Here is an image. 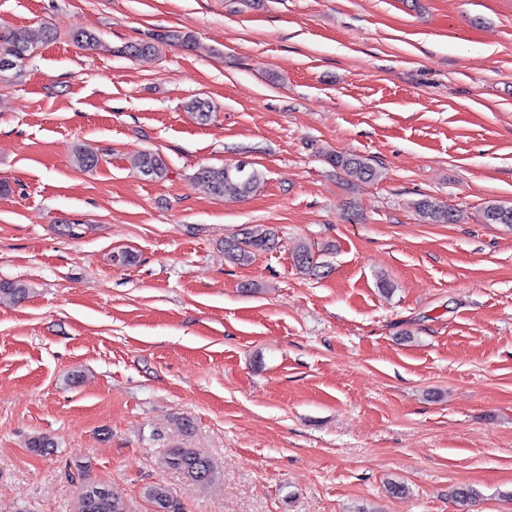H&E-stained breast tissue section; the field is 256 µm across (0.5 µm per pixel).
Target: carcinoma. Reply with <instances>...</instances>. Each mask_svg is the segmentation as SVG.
<instances>
[{
  "label": "carcinoma",
  "mask_w": 512,
  "mask_h": 512,
  "mask_svg": "<svg viewBox=\"0 0 512 512\" xmlns=\"http://www.w3.org/2000/svg\"><path fill=\"white\" fill-rule=\"evenodd\" d=\"M70 38L87 50L96 49L100 43L97 36L81 30L73 31ZM55 39H57V32L47 26L0 31V60L3 58L26 60L38 45ZM173 42L188 47L194 44V37L190 33L172 31L159 34L148 41L130 44L124 47L123 53L131 57L153 54L161 45ZM186 108L195 113L202 122L211 118V105L205 99L195 98L186 105ZM75 159L77 166L82 169H90L96 166L98 161L96 152L86 147L77 149ZM326 159L329 164L355 180L368 182L379 177L378 170L369 162V159L363 156L330 153L326 155ZM136 167L141 175L150 179H162L168 173L166 161L157 152L142 153L137 159ZM195 178L209 194L215 197L225 195L248 197L264 182L263 173L246 161L221 167L203 166L196 172ZM415 210L421 221L427 224H455L460 220L459 214L430 198L417 201ZM484 219L488 224H512V206L491 201L484 208ZM275 237L276 233L272 227L256 224L243 233V237H234L225 241L224 252L234 263L248 264L257 252L273 248ZM293 258L295 266L304 273H314L319 268L318 257L311 247L302 241L295 245ZM28 292L29 288L20 281L0 282V297L6 296L20 301ZM165 463L168 468L179 472L187 481L199 486L211 483L218 475L215 462L196 448H170L166 454ZM143 496L150 504L151 512H184L180 499L161 483L145 487ZM76 512H128V510L125 502L115 495L108 485L86 481L80 489Z\"/></svg>",
  "instance_id": "carcinoma-1"
}]
</instances>
